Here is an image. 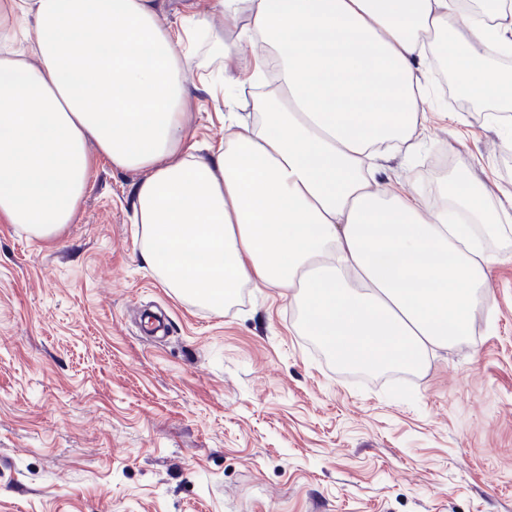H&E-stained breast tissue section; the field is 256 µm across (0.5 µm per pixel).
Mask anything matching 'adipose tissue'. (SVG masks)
Listing matches in <instances>:
<instances>
[{"instance_id": "1", "label": "adipose tissue", "mask_w": 512, "mask_h": 512, "mask_svg": "<svg viewBox=\"0 0 512 512\" xmlns=\"http://www.w3.org/2000/svg\"><path fill=\"white\" fill-rule=\"evenodd\" d=\"M213 0L175 31L157 0H0V223L50 240L73 223L94 158L141 172L142 260L179 295L222 311L246 284L289 295L301 330L339 363L419 368L467 336L493 224L457 182L455 208L380 190L418 147L432 41L472 97H512V9L481 0ZM205 33L224 72L207 155L187 139L184 85ZM96 155H89L88 144Z\"/></svg>"}]
</instances>
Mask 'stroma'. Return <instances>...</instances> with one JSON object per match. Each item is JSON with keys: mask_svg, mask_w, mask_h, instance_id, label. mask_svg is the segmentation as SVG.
Here are the masks:
<instances>
[{"mask_svg": "<svg viewBox=\"0 0 512 512\" xmlns=\"http://www.w3.org/2000/svg\"><path fill=\"white\" fill-rule=\"evenodd\" d=\"M187 88L197 148L230 134L220 86ZM419 155L395 180L512 184L507 128L462 122L431 82ZM140 173L98 161L76 223H0V512H512V262L464 341L423 369L363 374L297 331L275 288L217 314L140 256Z\"/></svg>", "mask_w": 512, "mask_h": 512, "instance_id": "35a3bbf8", "label": "stroma"}]
</instances>
